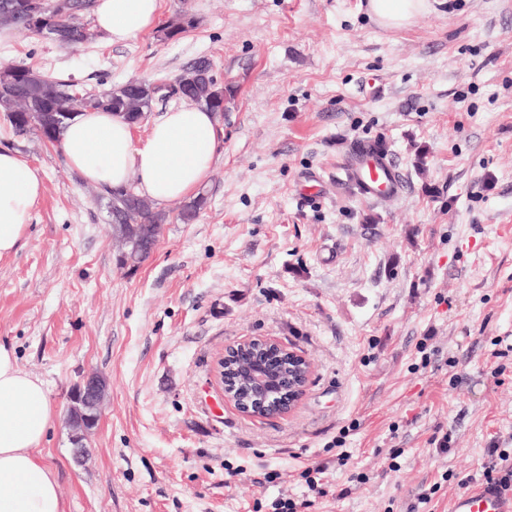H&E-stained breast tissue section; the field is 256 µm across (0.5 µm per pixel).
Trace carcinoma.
<instances>
[{"instance_id": "cac0c4a2", "label": "carcinoma", "mask_w": 512, "mask_h": 512, "mask_svg": "<svg viewBox=\"0 0 512 512\" xmlns=\"http://www.w3.org/2000/svg\"><path fill=\"white\" fill-rule=\"evenodd\" d=\"M93 0H0V26L20 33H34L62 46H76L94 37L82 21L91 13ZM194 19L181 13L158 29L161 41H170L193 27ZM12 75V80L0 82V113L13 134L24 136L34 132L54 145L69 119L87 110H108L137 125L153 112L159 96L148 84L131 79L97 92L80 88L70 80H58L41 74L26 64L0 63V69ZM180 94L176 100L190 102L212 112H219L216 99L221 89L220 79L210 66L199 64L180 75ZM108 198L113 236L120 248L116 256L120 268L136 271L158 242L166 212L155 207L150 199L137 194L127 185L104 192ZM270 359L275 366L276 382L267 390L261 406H253L248 396L247 373L260 358ZM224 379L236 383V404L255 412L283 413L288 410V380L297 386L305 384V366L300 360H288L280 348L252 344L224 361Z\"/></svg>"}]
</instances>
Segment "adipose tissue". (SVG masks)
Segmentation results:
<instances>
[{"mask_svg":"<svg viewBox=\"0 0 512 512\" xmlns=\"http://www.w3.org/2000/svg\"><path fill=\"white\" fill-rule=\"evenodd\" d=\"M159 0H97L94 25L121 44L154 27ZM429 0H369V12L388 27L410 24ZM217 116L199 106L165 112L144 143L132 127L105 110L74 116L60 135L66 163L89 183L126 185L166 205L195 196L220 151ZM44 190L40 169L18 152L0 150V257L15 252ZM53 419L43 382L25 371L13 350L0 345V512H65L57 481L39 456Z\"/></svg>","mask_w":512,"mask_h":512,"instance_id":"adipose-tissue-1","label":"adipose tissue"}]
</instances>
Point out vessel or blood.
<instances>
[{
    "instance_id": "obj_1",
    "label": "vessel or blood",
    "mask_w": 512,
    "mask_h": 512,
    "mask_svg": "<svg viewBox=\"0 0 512 512\" xmlns=\"http://www.w3.org/2000/svg\"><path fill=\"white\" fill-rule=\"evenodd\" d=\"M347 177L359 193L370 200L398 198L405 190L391 154L373 150L368 141L356 144L354 159L347 167ZM321 187L322 178L313 171L302 174L298 181L299 195L307 203L320 199ZM451 512H512V495L480 485L460 493L452 503Z\"/></svg>"
}]
</instances>
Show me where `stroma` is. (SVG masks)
<instances>
[{"label": "stroma", "instance_id": "obj_1", "mask_svg": "<svg viewBox=\"0 0 512 512\" xmlns=\"http://www.w3.org/2000/svg\"><path fill=\"white\" fill-rule=\"evenodd\" d=\"M182 12L195 25L167 42L0 31V59L86 89L206 62L230 100L206 206L185 224L165 205L132 273L102 190L0 119V148L44 179L0 258V343L45 385L41 455L66 512H450L492 449L512 456V0H434L400 28L368 0H160L158 21ZM375 139L405 196L348 182L351 147ZM308 169L324 179L313 205L296 192ZM258 336L312 366L273 418L238 411L217 378L225 347ZM89 373L107 394L81 465L66 406Z\"/></svg>", "mask_w": 512, "mask_h": 512}]
</instances>
